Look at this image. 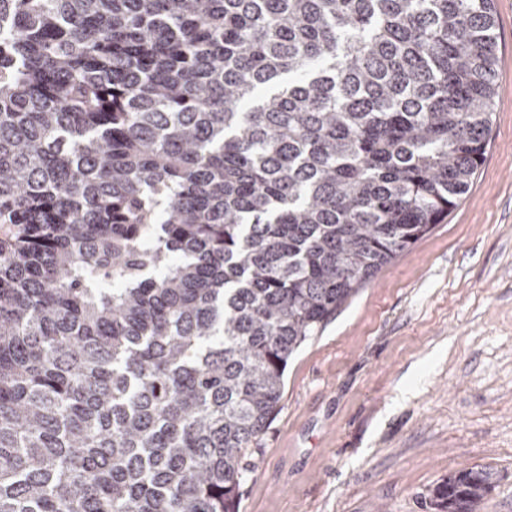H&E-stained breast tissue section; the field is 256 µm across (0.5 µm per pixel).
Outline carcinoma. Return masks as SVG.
Here are the masks:
<instances>
[{"mask_svg": "<svg viewBox=\"0 0 512 512\" xmlns=\"http://www.w3.org/2000/svg\"><path fill=\"white\" fill-rule=\"evenodd\" d=\"M497 49L494 0H0V512H239L289 358L468 190Z\"/></svg>", "mask_w": 512, "mask_h": 512, "instance_id": "obj_1", "label": "carcinoma"}]
</instances>
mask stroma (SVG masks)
<instances>
[{
  "label": "stroma",
  "instance_id": "1",
  "mask_svg": "<svg viewBox=\"0 0 512 512\" xmlns=\"http://www.w3.org/2000/svg\"><path fill=\"white\" fill-rule=\"evenodd\" d=\"M494 7L482 166L290 359L239 512H431L430 489L475 465L500 473L479 512H512V0Z\"/></svg>",
  "mask_w": 512,
  "mask_h": 512
}]
</instances>
